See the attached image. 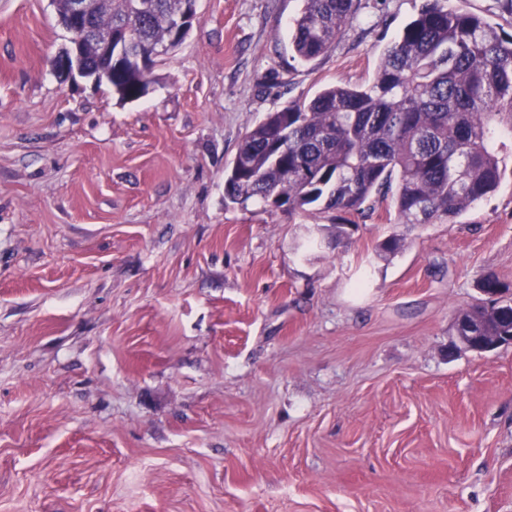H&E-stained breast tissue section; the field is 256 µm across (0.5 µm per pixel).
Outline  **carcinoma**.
<instances>
[{"label":"carcinoma","mask_w":512,"mask_h":512,"mask_svg":"<svg viewBox=\"0 0 512 512\" xmlns=\"http://www.w3.org/2000/svg\"><path fill=\"white\" fill-rule=\"evenodd\" d=\"M197 0H106L95 23L126 32L133 49L184 42ZM355 0H303L291 44L301 60L325 54ZM156 62L112 63L107 85L143 97ZM512 138V34L483 17L426 0L380 58L371 84L332 85L268 113L224 170L227 202L288 213L320 206L361 214L385 203L399 224H451L493 194ZM483 336H512V305L478 308Z\"/></svg>","instance_id":"obj_1"}]
</instances>
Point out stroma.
Segmentation results:
<instances>
[{
  "label": "stroma",
  "instance_id": "35a3bbf8",
  "mask_svg": "<svg viewBox=\"0 0 512 512\" xmlns=\"http://www.w3.org/2000/svg\"><path fill=\"white\" fill-rule=\"evenodd\" d=\"M422 3L356 0L304 61L302 0H197L122 103L58 80L50 0H0V512H512V346H455L512 285V155L454 224L224 198L248 131L370 84Z\"/></svg>",
  "mask_w": 512,
  "mask_h": 512
}]
</instances>
